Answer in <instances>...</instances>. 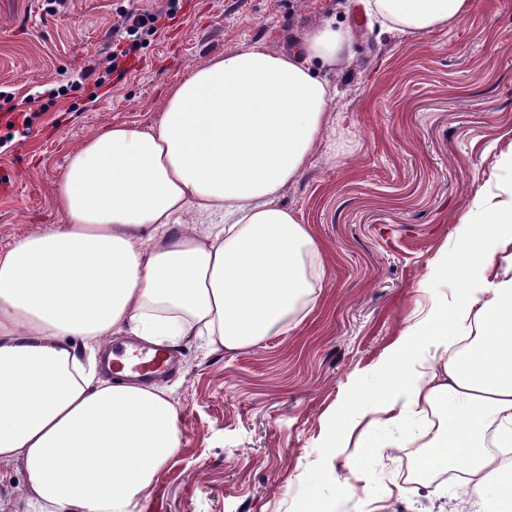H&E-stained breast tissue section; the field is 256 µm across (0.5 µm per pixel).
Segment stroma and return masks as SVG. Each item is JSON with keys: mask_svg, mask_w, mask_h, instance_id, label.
Listing matches in <instances>:
<instances>
[{"mask_svg": "<svg viewBox=\"0 0 512 512\" xmlns=\"http://www.w3.org/2000/svg\"><path fill=\"white\" fill-rule=\"evenodd\" d=\"M167 0H0V112L34 116L0 148V249L61 223L57 178L71 150L109 125L157 123L168 91L216 55L263 42L290 50L326 16L355 32L332 73L336 152L316 151L281 203L322 247L326 277L290 332L238 350L180 343L164 377L180 446L146 512H469L455 479L415 474L408 427L374 429L372 448H325L335 408L371 399L381 366L429 310L420 288L456 251L468 212L512 187V0H470L430 34L370 27L349 0H179L142 36L123 77L84 79L106 61L124 9Z\"/></svg>", "mask_w": 512, "mask_h": 512, "instance_id": "1", "label": "stroma"}]
</instances>
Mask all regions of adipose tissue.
<instances>
[{
    "label": "adipose tissue",
    "mask_w": 512,
    "mask_h": 512,
    "mask_svg": "<svg viewBox=\"0 0 512 512\" xmlns=\"http://www.w3.org/2000/svg\"><path fill=\"white\" fill-rule=\"evenodd\" d=\"M381 28L426 34L470 0H353ZM352 27L327 17L290 51L257 42L214 57L174 86L156 125L111 126L73 149L55 204L63 223L0 250V470L22 466L30 512H138L180 446L168 386L111 377L113 337L174 349L192 336L238 350L285 334L315 303L321 246L279 202L312 152L331 145L327 74ZM195 214L208 232L186 227ZM456 228L422 287L457 270L385 364L398 369L323 445L365 447L375 428L417 422L423 472L455 470L478 503L512 512V193Z\"/></svg>",
    "instance_id": "1"
}]
</instances>
